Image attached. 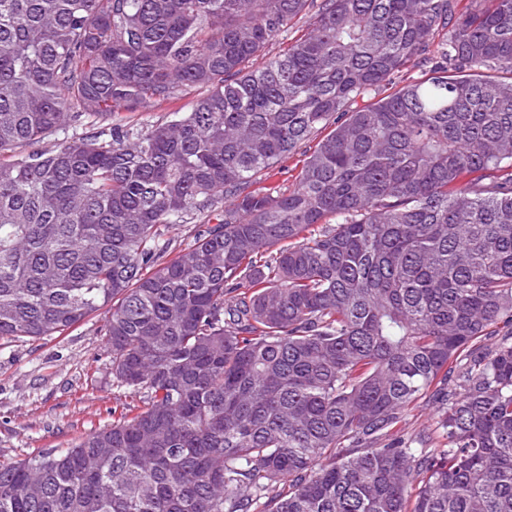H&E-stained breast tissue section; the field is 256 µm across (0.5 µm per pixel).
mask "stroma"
<instances>
[{
  "label": "stroma",
  "instance_id": "35a3bbf8",
  "mask_svg": "<svg viewBox=\"0 0 512 512\" xmlns=\"http://www.w3.org/2000/svg\"><path fill=\"white\" fill-rule=\"evenodd\" d=\"M104 318L59 336L0 337V462L65 449L112 422V409L139 405L112 382Z\"/></svg>",
  "mask_w": 512,
  "mask_h": 512
}]
</instances>
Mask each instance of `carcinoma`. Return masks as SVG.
<instances>
[{"instance_id":"carcinoma-1","label":"carcinoma","mask_w":512,"mask_h":512,"mask_svg":"<svg viewBox=\"0 0 512 512\" xmlns=\"http://www.w3.org/2000/svg\"><path fill=\"white\" fill-rule=\"evenodd\" d=\"M473 2L0 0V337L106 309L143 393L0 512H512V0ZM203 90H194L188 93H180L170 101L163 103L161 106L150 112H135L133 118L141 124L153 125L161 122L172 112H189L196 103L197 99L202 96ZM200 223L192 224H173L166 232V238L171 239V244L175 252L192 244L197 233L202 228ZM406 422V431L409 432V435H412L414 439L413 447L421 448V443L419 441V436L423 432H426L424 435L426 439H428L423 446L426 448H446L444 447V443L446 442L440 435L439 431L435 432V423L434 416L429 406H421L417 409L408 411L405 415ZM427 434H430L427 436Z\"/></svg>"}]
</instances>
